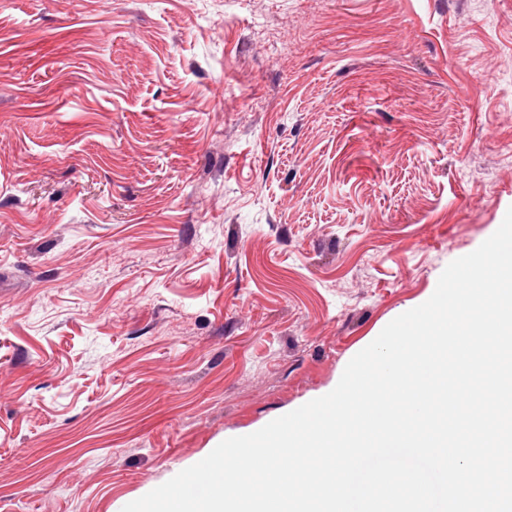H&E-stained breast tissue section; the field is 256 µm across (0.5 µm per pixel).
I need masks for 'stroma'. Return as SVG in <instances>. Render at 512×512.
<instances>
[{
	"mask_svg": "<svg viewBox=\"0 0 512 512\" xmlns=\"http://www.w3.org/2000/svg\"><path fill=\"white\" fill-rule=\"evenodd\" d=\"M511 207L512 0H0V512L329 393Z\"/></svg>",
	"mask_w": 512,
	"mask_h": 512,
	"instance_id": "obj_1",
	"label": "stroma"
}]
</instances>
